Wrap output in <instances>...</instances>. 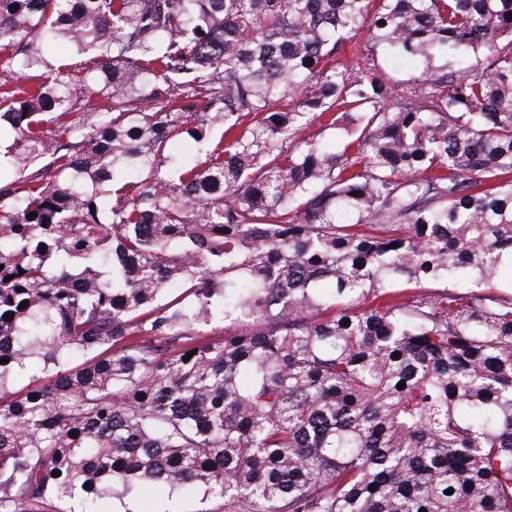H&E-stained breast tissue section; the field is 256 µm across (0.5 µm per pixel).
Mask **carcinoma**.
Listing matches in <instances>:
<instances>
[{"mask_svg":"<svg viewBox=\"0 0 512 512\" xmlns=\"http://www.w3.org/2000/svg\"><path fill=\"white\" fill-rule=\"evenodd\" d=\"M511 13L0 0V512H512ZM378 62L385 68L394 79L408 80L418 73L423 67L421 62L417 64L396 62L391 54L382 48H378ZM340 127L341 129L336 131H323L316 123H312L304 129L302 137L314 136L317 139H332L336 143V148H340L342 141L347 136V130L351 132L355 124L345 117ZM201 495L186 498L173 497L167 499V496L162 493H150L143 496L138 504H127L129 509L138 510L141 512H200L201 510L216 509L217 503L207 501L202 502Z\"/></svg>","mask_w":512,"mask_h":512,"instance_id":"obj_1","label":"carcinoma"}]
</instances>
